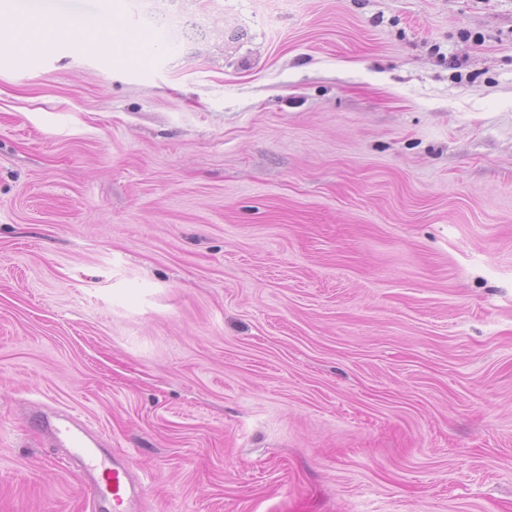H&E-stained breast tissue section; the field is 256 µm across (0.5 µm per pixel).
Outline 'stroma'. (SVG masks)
Instances as JSON below:
<instances>
[{"label":"stroma","instance_id":"obj_1","mask_svg":"<svg viewBox=\"0 0 512 512\" xmlns=\"http://www.w3.org/2000/svg\"><path fill=\"white\" fill-rule=\"evenodd\" d=\"M0 52V512H512V0H118ZM1 28L13 29V47L20 49L30 42L45 45L58 39H69L80 43L86 50L110 52L112 46L121 50L128 58H139L149 45L147 35L132 36L127 30L114 25L104 30L94 23H84L77 28L62 31L50 15L20 17L7 7H1ZM37 424L49 445L72 448L69 461L87 491L86 512H137L141 509L142 484L125 456L114 454L112 461L98 448L104 439L66 411L42 406Z\"/></svg>","mask_w":512,"mask_h":512}]
</instances>
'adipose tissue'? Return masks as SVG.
<instances>
[{
    "label": "adipose tissue",
    "instance_id": "1",
    "mask_svg": "<svg viewBox=\"0 0 512 512\" xmlns=\"http://www.w3.org/2000/svg\"><path fill=\"white\" fill-rule=\"evenodd\" d=\"M0 26L13 30V46L17 49L30 42L44 45L65 38L80 43L89 51L100 53L116 48L128 58L136 59L149 44L148 36H134L117 26L105 30L97 24L84 23L64 31L52 16L21 17L6 7L0 9Z\"/></svg>",
    "mask_w": 512,
    "mask_h": 512
}]
</instances>
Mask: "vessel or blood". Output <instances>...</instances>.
I'll return each mask as SVG.
<instances>
[{
    "label": "vessel or blood",
    "mask_w": 512,
    "mask_h": 512,
    "mask_svg": "<svg viewBox=\"0 0 512 512\" xmlns=\"http://www.w3.org/2000/svg\"><path fill=\"white\" fill-rule=\"evenodd\" d=\"M37 424L50 446L70 449L69 461L87 491L86 512H139L141 482L123 455H100V435L51 406L39 407Z\"/></svg>",
    "instance_id": "b4317fda"
}]
</instances>
